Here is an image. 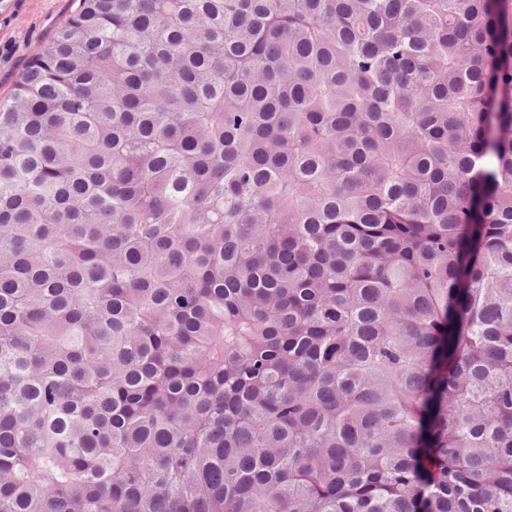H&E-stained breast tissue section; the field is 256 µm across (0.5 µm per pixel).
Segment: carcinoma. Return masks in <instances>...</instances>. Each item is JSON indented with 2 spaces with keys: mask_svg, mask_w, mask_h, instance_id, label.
<instances>
[{
  "mask_svg": "<svg viewBox=\"0 0 512 512\" xmlns=\"http://www.w3.org/2000/svg\"><path fill=\"white\" fill-rule=\"evenodd\" d=\"M0 512H512V0H71L0 99Z\"/></svg>",
  "mask_w": 512,
  "mask_h": 512,
  "instance_id": "1",
  "label": "carcinoma"
}]
</instances>
